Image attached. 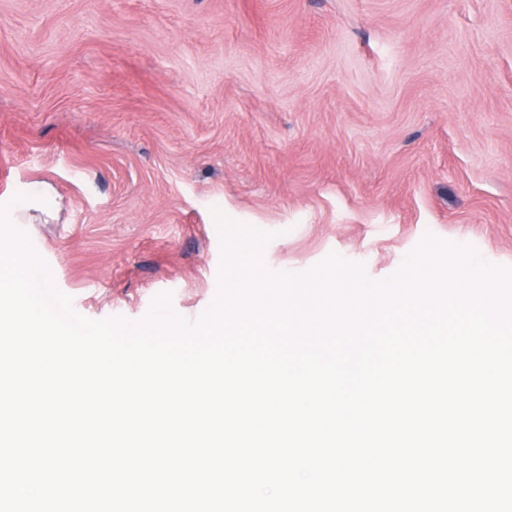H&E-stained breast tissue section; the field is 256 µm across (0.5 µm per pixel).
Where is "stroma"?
<instances>
[{"label":"stroma","instance_id":"stroma-1","mask_svg":"<svg viewBox=\"0 0 512 512\" xmlns=\"http://www.w3.org/2000/svg\"><path fill=\"white\" fill-rule=\"evenodd\" d=\"M74 310L214 298L265 262L393 274L424 232L512 267V0H0V199Z\"/></svg>","mask_w":512,"mask_h":512}]
</instances>
